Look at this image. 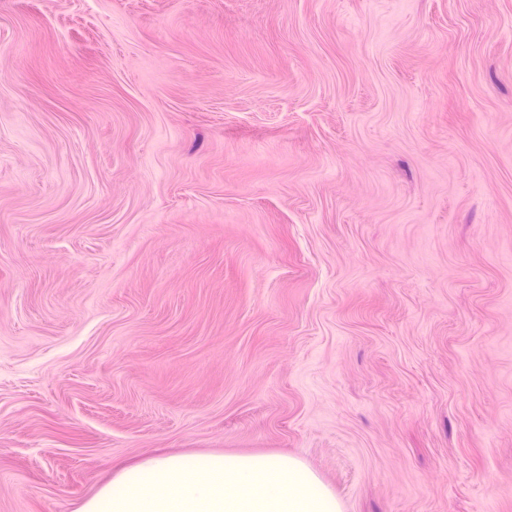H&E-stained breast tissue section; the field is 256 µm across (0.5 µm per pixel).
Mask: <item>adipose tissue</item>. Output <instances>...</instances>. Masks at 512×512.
<instances>
[{
  "label": "adipose tissue",
  "mask_w": 512,
  "mask_h": 512,
  "mask_svg": "<svg viewBox=\"0 0 512 512\" xmlns=\"http://www.w3.org/2000/svg\"><path fill=\"white\" fill-rule=\"evenodd\" d=\"M79 512H341L302 460L282 453H161L118 465Z\"/></svg>",
  "instance_id": "ef3b65f1"
}]
</instances>
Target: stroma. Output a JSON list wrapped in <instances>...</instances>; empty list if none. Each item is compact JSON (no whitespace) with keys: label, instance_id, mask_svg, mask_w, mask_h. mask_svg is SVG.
<instances>
[{"label":"stroma","instance_id":"35a3bbf8","mask_svg":"<svg viewBox=\"0 0 512 512\" xmlns=\"http://www.w3.org/2000/svg\"><path fill=\"white\" fill-rule=\"evenodd\" d=\"M156 451L512 512V0H0V512Z\"/></svg>","mask_w":512,"mask_h":512}]
</instances>
